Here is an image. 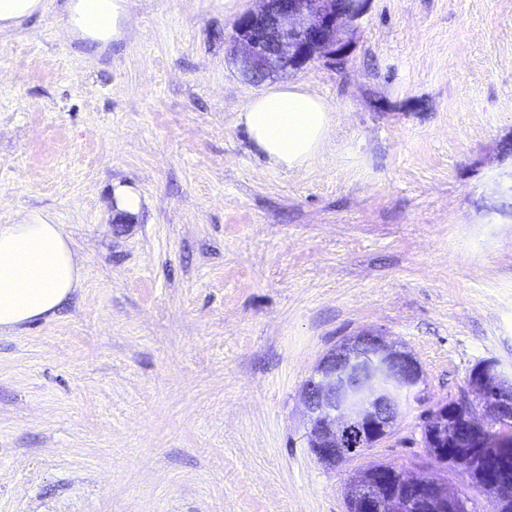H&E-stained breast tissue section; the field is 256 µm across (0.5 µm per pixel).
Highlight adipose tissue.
<instances>
[{"label": "adipose tissue", "mask_w": 512, "mask_h": 512, "mask_svg": "<svg viewBox=\"0 0 512 512\" xmlns=\"http://www.w3.org/2000/svg\"><path fill=\"white\" fill-rule=\"evenodd\" d=\"M130 24L126 0H69L64 26L105 47ZM335 120L327 102L300 83L274 85L251 98L239 121L268 165L295 168L320 156ZM81 284L63 225L29 214L0 225V332L52 315Z\"/></svg>", "instance_id": "obj_1"}]
</instances>
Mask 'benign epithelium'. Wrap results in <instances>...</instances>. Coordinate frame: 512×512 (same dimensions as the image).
I'll return each mask as SVG.
<instances>
[{"instance_id":"benign-epithelium-1","label":"benign epithelium","mask_w":512,"mask_h":512,"mask_svg":"<svg viewBox=\"0 0 512 512\" xmlns=\"http://www.w3.org/2000/svg\"><path fill=\"white\" fill-rule=\"evenodd\" d=\"M255 2L256 8L238 18L233 43L246 75L259 86L305 60L340 56L341 32L364 13L369 0ZM488 370L485 381L468 382L472 397L455 401L451 410L441 401L425 411L428 438L439 457L461 462L475 455L483 462V449L494 448L497 461L512 463V440L483 431L494 416L512 418V385L504 382L498 364ZM422 376L412 354L373 332L352 336L326 353L302 389L305 437L318 462L334 468L388 438L398 415L395 395L418 385ZM475 402L480 415L473 411ZM465 429L471 449L448 447ZM350 496L356 512H462L440 481L413 472L398 491L382 467L354 473Z\"/></svg>"}]
</instances>
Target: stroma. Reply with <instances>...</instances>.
I'll return each instance as SVG.
<instances>
[{
    "label": "stroma",
    "instance_id": "obj_1",
    "mask_svg": "<svg viewBox=\"0 0 512 512\" xmlns=\"http://www.w3.org/2000/svg\"><path fill=\"white\" fill-rule=\"evenodd\" d=\"M67 0L0 28V224L64 225L82 285L0 333V512H345L350 473L492 496L422 442L425 402L512 373V0H370L343 63L281 75L336 113L309 165L237 122L253 0H129L97 49ZM139 191L112 221L117 185ZM370 331L420 363L380 445L329 468L304 382Z\"/></svg>",
    "mask_w": 512,
    "mask_h": 512
}]
</instances>
